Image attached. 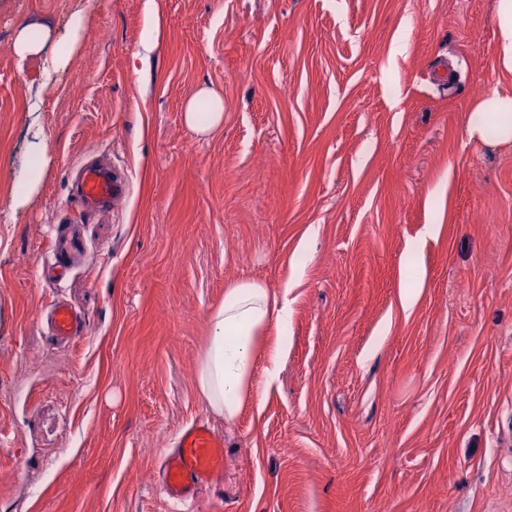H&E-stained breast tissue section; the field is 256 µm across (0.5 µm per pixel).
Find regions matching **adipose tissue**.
Instances as JSON below:
<instances>
[{
    "label": "adipose tissue",
    "instance_id": "obj_1",
    "mask_svg": "<svg viewBox=\"0 0 512 512\" xmlns=\"http://www.w3.org/2000/svg\"><path fill=\"white\" fill-rule=\"evenodd\" d=\"M193 130L212 132L224 121V101L202 88L184 106ZM470 138L512 143V95L495 93L476 102L467 116ZM291 304L287 292L274 293L264 283L240 280L224 291V301L211 314L209 332L199 358L196 389L208 407L225 420L239 414L253 390L256 365L275 379L288 353Z\"/></svg>",
    "mask_w": 512,
    "mask_h": 512
}]
</instances>
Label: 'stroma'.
<instances>
[{
	"instance_id": "obj_1",
	"label": "stroma",
	"mask_w": 512,
	"mask_h": 512,
	"mask_svg": "<svg viewBox=\"0 0 512 512\" xmlns=\"http://www.w3.org/2000/svg\"><path fill=\"white\" fill-rule=\"evenodd\" d=\"M157 4L0 0V512H512V144L466 131L512 94L496 0ZM27 26L46 40L22 57ZM202 87L224 99L206 135L183 120ZM86 160L128 176L112 210L76 201ZM71 228L56 284L39 264ZM240 280L290 287L292 319L227 422L196 375ZM60 298L85 320L67 344ZM195 420L224 467L176 504L157 466ZM48 160L46 147L38 145L27 172L13 185V195L18 203H26L36 192ZM405 277L413 288H407L401 295V306L404 310L411 308L417 301L419 287L422 281V272L420 268L410 263L405 270Z\"/></svg>"
}]
</instances>
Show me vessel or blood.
Masks as SVG:
<instances>
[{
    "label": "vessel or blood",
    "mask_w": 512,
    "mask_h": 512,
    "mask_svg": "<svg viewBox=\"0 0 512 512\" xmlns=\"http://www.w3.org/2000/svg\"><path fill=\"white\" fill-rule=\"evenodd\" d=\"M128 192L127 177L96 164L81 167L77 196L87 206L112 208ZM79 323L78 314L69 305L52 304L51 324L58 340H76ZM223 465V439L208 424L196 421L180 431L174 451L162 464L159 485L170 500L181 503L192 499L198 486Z\"/></svg>",
    "instance_id": "obj_1"
}]
</instances>
